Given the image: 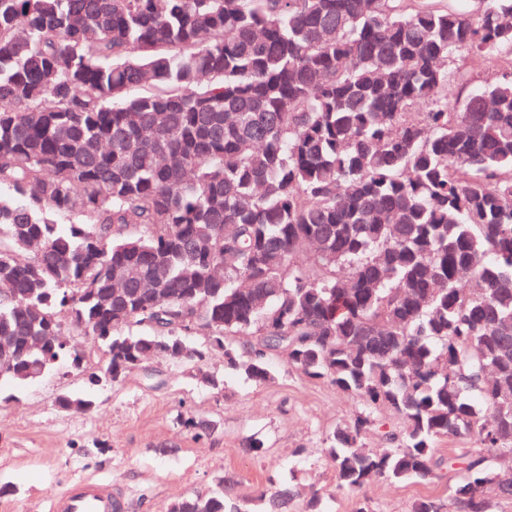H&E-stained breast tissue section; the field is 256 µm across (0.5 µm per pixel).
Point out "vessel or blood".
I'll return each instance as SVG.
<instances>
[{"label": "vessel or blood", "instance_id": "1", "mask_svg": "<svg viewBox=\"0 0 512 512\" xmlns=\"http://www.w3.org/2000/svg\"><path fill=\"white\" fill-rule=\"evenodd\" d=\"M118 490L91 477L70 481L51 501L49 512H125Z\"/></svg>", "mask_w": 512, "mask_h": 512}]
</instances>
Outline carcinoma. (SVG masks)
<instances>
[{"label": "carcinoma", "instance_id": "1", "mask_svg": "<svg viewBox=\"0 0 512 512\" xmlns=\"http://www.w3.org/2000/svg\"><path fill=\"white\" fill-rule=\"evenodd\" d=\"M485 52L495 77L448 107L470 83L460 61ZM5 339L14 387L216 351L265 382L281 356L362 402L330 437L338 488L446 468L448 498L409 512H501L512 0H0ZM382 409L401 427L368 448ZM457 436L473 447L439 456ZM236 485L167 512H249ZM322 503L290 484L265 512Z\"/></svg>", "mask_w": 512, "mask_h": 512}]
</instances>
